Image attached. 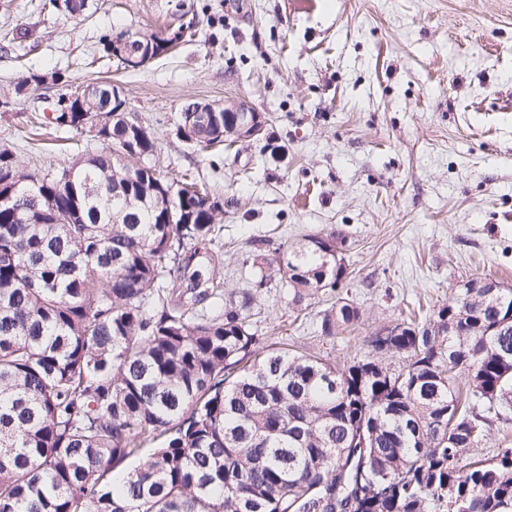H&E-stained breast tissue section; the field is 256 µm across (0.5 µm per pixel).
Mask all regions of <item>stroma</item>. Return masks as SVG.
I'll return each mask as SVG.
<instances>
[{
    "mask_svg": "<svg viewBox=\"0 0 512 512\" xmlns=\"http://www.w3.org/2000/svg\"><path fill=\"white\" fill-rule=\"evenodd\" d=\"M182 24L195 39L144 68L103 55V36ZM33 73L42 83L16 96ZM101 81L124 88L129 119L157 144L151 163L224 210L178 291L220 281L234 301L255 290L247 322L265 345L340 364L469 279L512 287V0H89L77 19L50 0H0V149L26 174L98 150L91 132L46 119L60 94ZM197 101L247 104L263 137L186 142L180 115ZM330 233L349 243L338 293L293 305L279 281L258 288L257 258ZM340 296L364 323L323 337Z\"/></svg>",
    "mask_w": 512,
    "mask_h": 512,
    "instance_id": "stroma-1",
    "label": "stroma"
}]
</instances>
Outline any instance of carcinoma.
Segmentation results:
<instances>
[{"mask_svg": "<svg viewBox=\"0 0 512 512\" xmlns=\"http://www.w3.org/2000/svg\"><path fill=\"white\" fill-rule=\"evenodd\" d=\"M98 105L89 87L51 124L83 131ZM219 122L193 143L236 141ZM94 138L39 181L0 150V512H512V448L462 463L512 421V288L468 280L341 367L269 349L246 322L253 292L205 314L164 281L185 242L220 232L219 203L125 164V139L157 146L123 113ZM346 245L311 235L258 286L333 291ZM361 318L338 298L321 334Z\"/></svg>", "mask_w": 512, "mask_h": 512, "instance_id": "cac0c4a2", "label": "carcinoma"}]
</instances>
